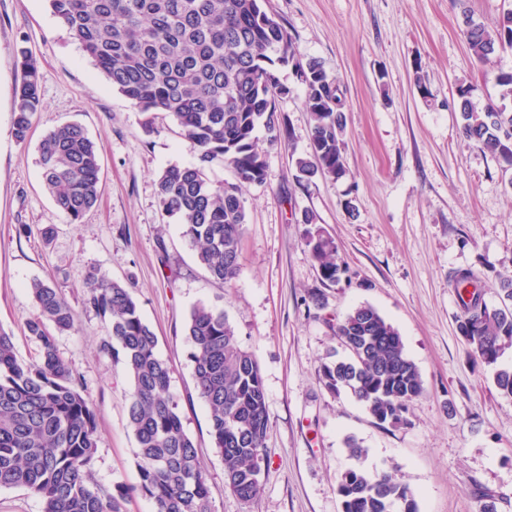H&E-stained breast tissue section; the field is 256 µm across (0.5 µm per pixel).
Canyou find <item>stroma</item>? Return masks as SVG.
Returning a JSON list of instances; mask_svg holds the SVG:
<instances>
[{
    "label": "stroma",
    "mask_w": 512,
    "mask_h": 512,
    "mask_svg": "<svg viewBox=\"0 0 512 512\" xmlns=\"http://www.w3.org/2000/svg\"><path fill=\"white\" fill-rule=\"evenodd\" d=\"M465 5L482 22L512 10V0H267L302 58L340 79L349 174L333 184L298 183L295 161L311 151L306 92L291 69L281 70L282 141L267 150L264 184L243 189L241 270L227 285L206 273L180 225L159 207L160 173L196 160L172 117L158 114L154 132H145L141 114L45 0H0V328L20 357L31 358L36 346L24 323L37 309L29 282L53 281L71 304L74 326L59 334L58 348L97 414L92 482L138 483L130 381L122 363L101 353L106 323L84 304V284L99 273L131 285L156 335L213 512H340L337 478L351 463L350 436L367 450L365 467H397L419 512H477L484 503L512 512V400L460 335L461 302L450 282L455 270H473L485 302L496 306L501 277L512 276V173L464 142L454 106L462 80L473 85L477 107L500 99L460 35ZM21 46L41 74L42 107L25 144L12 131ZM418 69L429 96L415 86ZM70 122L95 142L101 164V197L78 224L44 190L36 152L46 131ZM348 198L356 217L342 206ZM304 210L348 267L338 284L322 282L304 244L307 227L295 221ZM314 293L323 308L312 305ZM200 303L223 309L264 380L268 464L248 506L226 487L194 386L185 326ZM363 304L398 329L422 374L426 392L411 405L408 424H378L322 379V364L342 352L333 323Z\"/></svg>",
    "instance_id": "stroma-1"
}]
</instances>
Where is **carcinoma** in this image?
<instances>
[{"label":"carcinoma","mask_w":512,"mask_h":512,"mask_svg":"<svg viewBox=\"0 0 512 512\" xmlns=\"http://www.w3.org/2000/svg\"><path fill=\"white\" fill-rule=\"evenodd\" d=\"M58 23L130 103L145 116L165 112L180 138L195 152L190 165L172 164L157 181L163 214L174 217L198 249L208 273L225 284L240 272L246 209L242 186L265 183L267 141L281 142L276 99L285 92L277 70L292 66L306 89L311 158H299V182L318 177L336 183L347 176L346 116L340 81L320 63L302 60L286 26L265 9V0H46ZM460 34L474 60L494 66L497 52L512 49V29L501 21L477 22L463 13ZM13 132L28 139L41 101L40 72L25 48L18 50ZM501 99L512 98V71L493 73ZM473 86L461 81L457 95L465 142L512 169V112L495 104L483 110L471 101ZM43 185L57 208L74 223L101 194L100 161L84 128L68 123L47 132L37 146ZM222 159L233 182H214L208 165ZM305 246L321 280L334 284L345 262L333 241L304 210ZM452 286L463 314L459 330L473 353L495 366L512 346V277L500 280L501 306L490 308L479 279L469 269L454 272ZM30 292L37 313L26 322L37 348L20 358L0 328V489L24 488L43 512H127L132 492L150 498L155 512H212L209 489L193 440L184 430L170 370L156 353L157 339L141 317L128 286L93 274L84 304L107 322L100 351L120 361L131 382L128 424L138 445V483L129 490L90 482L97 450V415L79 375L61 356L57 334L73 327V313L51 281L35 280ZM346 355L321 367L326 387L346 390L384 425L407 422L412 403L425 392L419 368L398 330L364 304L333 325ZM189 359L199 399L210 414V436L224 461L227 488L244 504L261 492L268 459L266 392L255 356L240 347L224 312L194 307L186 323ZM500 394L512 399V368L494 372ZM341 512H419L410 487L391 472H371L355 463L338 478Z\"/></svg>","instance_id":"cac0c4a2"}]
</instances>
